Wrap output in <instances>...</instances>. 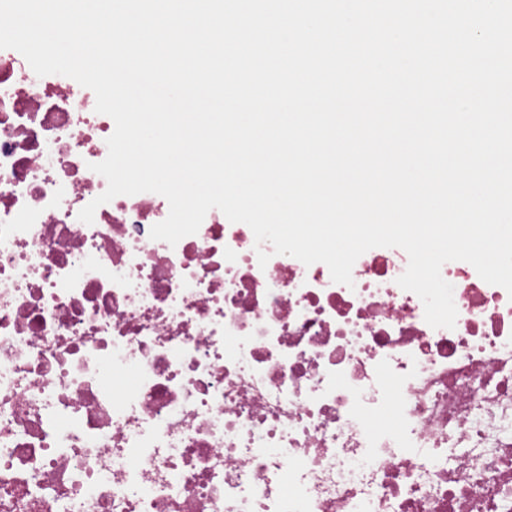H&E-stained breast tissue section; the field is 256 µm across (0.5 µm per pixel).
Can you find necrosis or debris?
Here are the masks:
<instances>
[{
	"mask_svg": "<svg viewBox=\"0 0 512 512\" xmlns=\"http://www.w3.org/2000/svg\"><path fill=\"white\" fill-rule=\"evenodd\" d=\"M0 49V512H512V296L464 261L432 328L376 247L352 286L210 210L82 208L113 119Z\"/></svg>",
	"mask_w": 512,
	"mask_h": 512,
	"instance_id": "4bbe7bcc",
	"label": "necrosis or debris"
}]
</instances>
